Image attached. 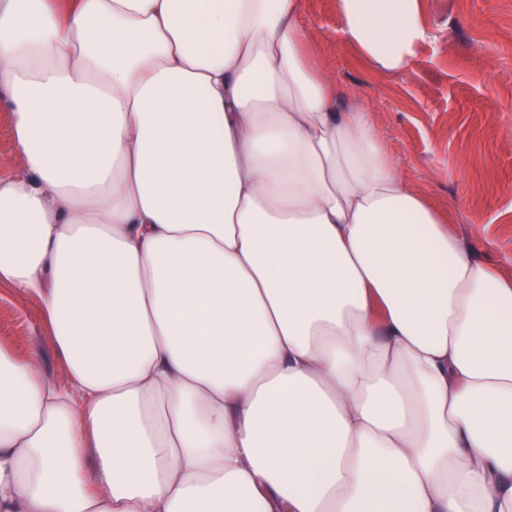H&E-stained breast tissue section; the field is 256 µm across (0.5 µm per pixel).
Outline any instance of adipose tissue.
Masks as SVG:
<instances>
[{
  "mask_svg": "<svg viewBox=\"0 0 512 512\" xmlns=\"http://www.w3.org/2000/svg\"><path fill=\"white\" fill-rule=\"evenodd\" d=\"M302 0H0V512H512V277L337 106ZM382 74L421 0H336ZM11 112L3 96L0 99V176L14 175L23 169L12 136ZM0 346L20 357L38 346L45 376L58 382L66 376L65 366L52 349L50 336L39 321L37 304L17 297L4 287H0Z\"/></svg>",
  "mask_w": 512,
  "mask_h": 512,
  "instance_id": "adipose-tissue-1",
  "label": "adipose tissue"
}]
</instances>
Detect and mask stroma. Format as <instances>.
Instances as JSON below:
<instances>
[{
	"label": "stroma",
	"mask_w": 512,
	"mask_h": 512,
	"mask_svg": "<svg viewBox=\"0 0 512 512\" xmlns=\"http://www.w3.org/2000/svg\"><path fill=\"white\" fill-rule=\"evenodd\" d=\"M424 14L435 41L412 72L385 76L341 38L336 0H303L301 25L339 108L371 112L404 178L512 276V0H424ZM0 346L39 348L45 376H66L36 303L3 287Z\"/></svg>",
	"instance_id": "obj_1"
}]
</instances>
